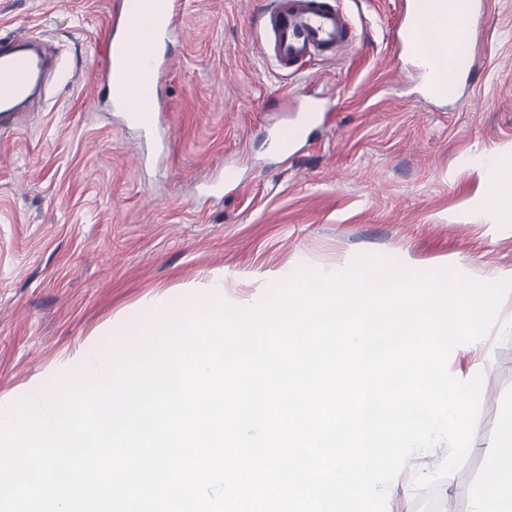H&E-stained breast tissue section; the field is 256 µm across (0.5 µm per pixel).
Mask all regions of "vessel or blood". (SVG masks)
I'll return each instance as SVG.
<instances>
[{"mask_svg": "<svg viewBox=\"0 0 512 512\" xmlns=\"http://www.w3.org/2000/svg\"><path fill=\"white\" fill-rule=\"evenodd\" d=\"M163 13L161 22L145 20L133 0L112 18V39L100 73L112 88L116 111L136 116L149 138L168 129V108L157 94L166 75L169 60L155 55L154 41L170 40L179 22L178 0H153ZM446 0H407L398 24L402 33L421 31L435 44L447 46L460 55L457 44L448 40V18L441 10ZM269 33L268 50L276 64L284 69L301 60L324 53L338 56L354 41L345 15L325 0H271L260 20ZM28 34L19 32L0 39V112H10L13 103L27 99L33 77L42 60L24 52Z\"/></svg>", "mask_w": 512, "mask_h": 512, "instance_id": "1", "label": "vessel or blood"}]
</instances>
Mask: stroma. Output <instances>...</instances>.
Returning a JSON list of instances; mask_svg holds the SVG:
<instances>
[{"label": "stroma", "instance_id": "1", "mask_svg": "<svg viewBox=\"0 0 512 512\" xmlns=\"http://www.w3.org/2000/svg\"><path fill=\"white\" fill-rule=\"evenodd\" d=\"M268 0H184L160 84L167 144L113 110L99 76L123 0H0V38L24 31L54 66L42 98L0 126V408L32 396L82 344L131 330L223 279L229 304L359 254L484 281L512 272V210H489L484 162L512 159V0H488L454 93L420 101L404 0H328L356 35L344 57L295 73L257 53ZM231 179L236 192L205 189ZM486 366L464 465L434 492L446 445L411 457L387 512H470L484 450L512 428V335L455 348L458 378Z\"/></svg>", "mask_w": 512, "mask_h": 512}]
</instances>
